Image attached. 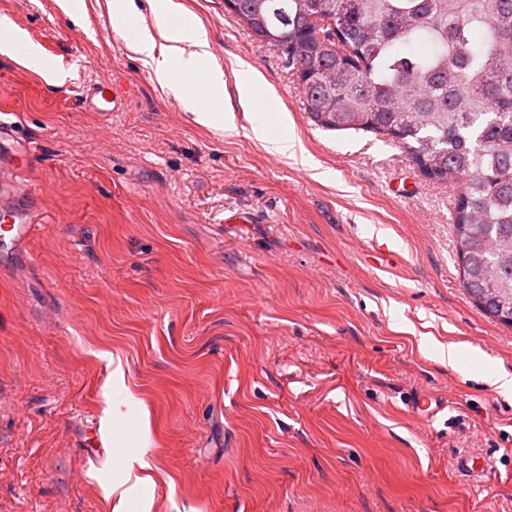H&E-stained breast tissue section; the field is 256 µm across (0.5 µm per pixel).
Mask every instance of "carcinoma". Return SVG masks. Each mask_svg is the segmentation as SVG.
<instances>
[{"label":"carcinoma","mask_w":512,"mask_h":512,"mask_svg":"<svg viewBox=\"0 0 512 512\" xmlns=\"http://www.w3.org/2000/svg\"><path fill=\"white\" fill-rule=\"evenodd\" d=\"M253 37L303 71L307 110L335 131L385 133L421 173L461 180L452 233L462 287L512 325V0H238ZM338 29L326 54L308 28Z\"/></svg>","instance_id":"cac0c4a2"}]
</instances>
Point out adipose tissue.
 <instances>
[{"label": "adipose tissue", "instance_id": "ef3b65f1", "mask_svg": "<svg viewBox=\"0 0 512 512\" xmlns=\"http://www.w3.org/2000/svg\"><path fill=\"white\" fill-rule=\"evenodd\" d=\"M155 26H148L133 0H112V16L117 23L133 22L137 33L127 46L140 55L160 81L173 84L180 100L199 125L236 131L233 110L227 107L224 71L212 61L211 44L206 27L187 15L177 0H149ZM258 71H251L248 80L238 83L237 100L251 111L250 138L260 142L271 153L311 165L300 139L287 131V114H280L283 132H273L259 111L253 110L254 92L263 86Z\"/></svg>", "mask_w": 512, "mask_h": 512}]
</instances>
